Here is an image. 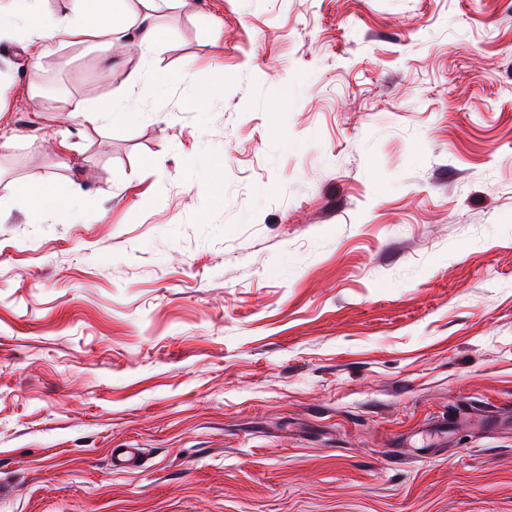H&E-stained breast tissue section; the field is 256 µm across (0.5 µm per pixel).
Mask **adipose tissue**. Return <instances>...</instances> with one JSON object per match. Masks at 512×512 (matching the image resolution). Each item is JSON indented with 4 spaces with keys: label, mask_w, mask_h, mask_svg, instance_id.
Instances as JSON below:
<instances>
[{
    "label": "adipose tissue",
    "mask_w": 512,
    "mask_h": 512,
    "mask_svg": "<svg viewBox=\"0 0 512 512\" xmlns=\"http://www.w3.org/2000/svg\"><path fill=\"white\" fill-rule=\"evenodd\" d=\"M161 0H73L71 12H59L54 0H0V42L22 43L29 54L54 42L67 47L84 44L101 54L104 70L114 56L135 51L148 54L161 40L155 17ZM29 210L52 215L58 222L88 210L93 197L72 181L35 183L23 187Z\"/></svg>",
    "instance_id": "adipose-tissue-1"
}]
</instances>
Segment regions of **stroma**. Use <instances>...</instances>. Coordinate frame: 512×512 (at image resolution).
Wrapping results in <instances>:
<instances>
[{
	"label": "stroma",
	"instance_id": "obj_1",
	"mask_svg": "<svg viewBox=\"0 0 512 512\" xmlns=\"http://www.w3.org/2000/svg\"><path fill=\"white\" fill-rule=\"evenodd\" d=\"M160 22L107 73L0 45V512H512V0ZM67 178L71 222L16 195ZM130 100L120 94H113L112 100L96 105L89 104L85 99H72L68 103L67 112L81 116L90 124L99 122L112 123L114 118L121 117L125 112H133Z\"/></svg>",
	"mask_w": 512,
	"mask_h": 512
}]
</instances>
